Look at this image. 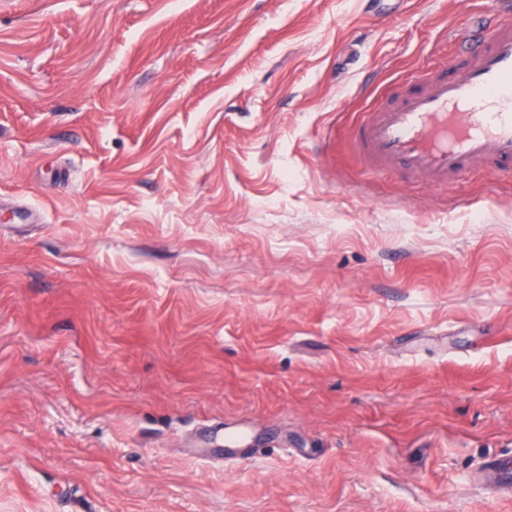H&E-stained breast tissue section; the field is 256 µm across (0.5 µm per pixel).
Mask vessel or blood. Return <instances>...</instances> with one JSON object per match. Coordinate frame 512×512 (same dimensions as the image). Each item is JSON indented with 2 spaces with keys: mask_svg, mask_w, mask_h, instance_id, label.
Masks as SVG:
<instances>
[{
  "mask_svg": "<svg viewBox=\"0 0 512 512\" xmlns=\"http://www.w3.org/2000/svg\"><path fill=\"white\" fill-rule=\"evenodd\" d=\"M497 3L492 19L455 34L464 57L357 122L350 147L371 169L439 186L478 165L512 175V0ZM473 481L508 491L512 471L490 457Z\"/></svg>",
  "mask_w": 512,
  "mask_h": 512,
  "instance_id": "vessel-or-blood-1",
  "label": "vessel or blood"
}]
</instances>
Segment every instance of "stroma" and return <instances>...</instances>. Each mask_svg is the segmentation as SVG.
Instances as JSON below:
<instances>
[{
    "mask_svg": "<svg viewBox=\"0 0 512 512\" xmlns=\"http://www.w3.org/2000/svg\"><path fill=\"white\" fill-rule=\"evenodd\" d=\"M491 7L0 0V512H512V181L348 147ZM473 481L477 485L496 488L499 491H508L512 489V478L504 461L495 456L487 458L478 473L475 474Z\"/></svg>",
    "mask_w": 512,
    "mask_h": 512,
    "instance_id": "obj_1",
    "label": "stroma"
}]
</instances>
